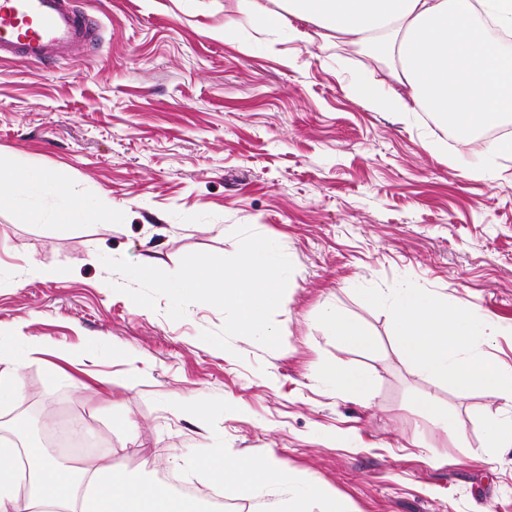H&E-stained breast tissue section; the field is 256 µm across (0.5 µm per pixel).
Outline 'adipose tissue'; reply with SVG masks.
Returning a JSON list of instances; mask_svg holds the SVG:
<instances>
[{
    "label": "adipose tissue",
    "instance_id": "obj_1",
    "mask_svg": "<svg viewBox=\"0 0 512 512\" xmlns=\"http://www.w3.org/2000/svg\"><path fill=\"white\" fill-rule=\"evenodd\" d=\"M255 27L287 25L292 40L307 39L308 27L322 37L367 49L386 65L395 87L384 90L358 76L349 93L375 112H423L444 130L460 135L489 129L512 116V0H238ZM55 196L58 224L99 223L100 209L78 189L47 171L0 170V210L26 213L29 205ZM368 305L389 304L393 335L404 360L421 374L481 389L512 403V369L479 348L473 318L447 302L413 288L396 289L391 300L376 292ZM33 336L0 335V400L20 396L23 355L38 350ZM0 439V512H201L195 501L164 485L117 476L111 463L75 468L44 458L41 451ZM224 487L258 490L287 484L288 471L269 457H234L214 473Z\"/></svg>",
    "mask_w": 512,
    "mask_h": 512
}]
</instances>
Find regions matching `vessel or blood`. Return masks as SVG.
Segmentation results:
<instances>
[{"instance_id": "b4317fda", "label": "vessel or blood", "mask_w": 512, "mask_h": 512, "mask_svg": "<svg viewBox=\"0 0 512 512\" xmlns=\"http://www.w3.org/2000/svg\"><path fill=\"white\" fill-rule=\"evenodd\" d=\"M88 18L68 0H0V60L46 63L75 56L90 38Z\"/></svg>"}]
</instances>
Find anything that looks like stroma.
<instances>
[{
  "instance_id": "1",
  "label": "stroma",
  "mask_w": 512,
  "mask_h": 512,
  "mask_svg": "<svg viewBox=\"0 0 512 512\" xmlns=\"http://www.w3.org/2000/svg\"><path fill=\"white\" fill-rule=\"evenodd\" d=\"M96 32L84 52L46 65L0 61V167L62 174L107 215L57 226L0 210V333L44 348L23 362L22 396L0 403V436L37 407L43 431L82 417L123 471L208 488L204 459L274 452L287 487L224 491L237 512H277L321 484L350 512H512V447L488 445L512 405L414 371L392 336L391 296L406 285L494 327L483 349L512 367V162L484 178L483 146L460 147L426 114L369 110L347 89L391 87L364 50L239 20L238 0H73ZM233 36H220L225 17ZM238 226L277 242L294 265L274 315L282 345L203 343L224 317L191 304L142 309L114 292L102 256L176 271L183 256H229ZM58 267L55 278L23 275ZM372 344L330 336L324 309ZM364 372L360 397L327 388L323 364ZM449 409L464 441H442L420 397ZM211 417L201 426L195 410ZM136 424L134 437L112 418Z\"/></svg>"
}]
</instances>
